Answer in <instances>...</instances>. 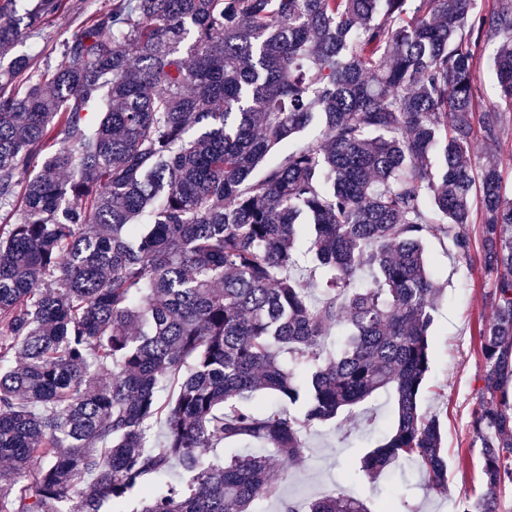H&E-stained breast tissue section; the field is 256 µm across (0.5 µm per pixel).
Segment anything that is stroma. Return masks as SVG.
Segmentation results:
<instances>
[{"label": "stroma", "mask_w": 512, "mask_h": 512, "mask_svg": "<svg viewBox=\"0 0 512 512\" xmlns=\"http://www.w3.org/2000/svg\"><path fill=\"white\" fill-rule=\"evenodd\" d=\"M111 6L112 0H70L69 8L25 31L14 52L32 56L35 68L44 70L53 61L52 51L70 40L87 19ZM427 250L443 296L436 311L429 389L421 407L444 415L447 493L420 486L412 462L376 479L359 472L360 457L378 445L383 425L394 411L392 395L381 392L353 413L308 431L304 465L274 474L278 494L264 504L262 512H279L285 501L302 507L309 500L335 493L361 499L370 512H459L462 497L483 492L482 460L471 418L480 401L483 369L479 330L492 316L494 278L476 261H459L449 237H430Z\"/></svg>", "instance_id": "stroma-1"}]
</instances>
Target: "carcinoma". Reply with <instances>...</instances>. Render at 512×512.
Returning <instances> with one entry per match:
<instances>
[{
	"label": "carcinoma",
	"mask_w": 512,
	"mask_h": 512,
	"mask_svg": "<svg viewBox=\"0 0 512 512\" xmlns=\"http://www.w3.org/2000/svg\"><path fill=\"white\" fill-rule=\"evenodd\" d=\"M16 2L0 0V512H126L135 491L134 512H257L307 430L379 390L395 417L361 471L413 461L447 492L421 408L442 295L426 243L445 233L466 263L471 224L495 280L472 417L485 493L460 512H503L512 0H112L39 74L11 50L65 0ZM484 64L496 104L478 102ZM314 121L321 138L288 147ZM305 232L313 288L293 274ZM260 391L279 406H247ZM245 441L269 453H217ZM305 512L369 510L328 495Z\"/></svg>",
	"instance_id": "carcinoma-1"
}]
</instances>
